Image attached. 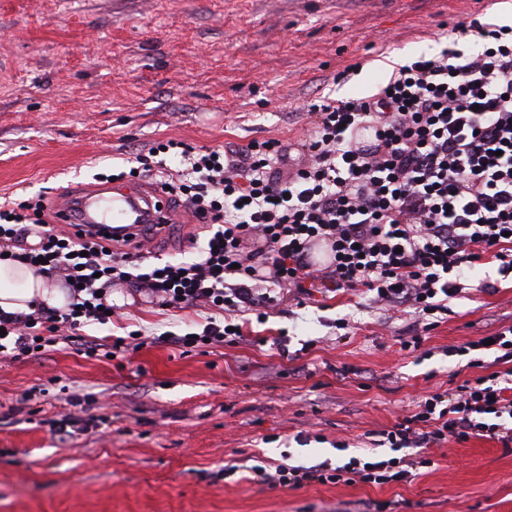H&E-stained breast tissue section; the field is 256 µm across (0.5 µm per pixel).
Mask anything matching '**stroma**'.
<instances>
[{
    "label": "stroma",
    "mask_w": 512,
    "mask_h": 512,
    "mask_svg": "<svg viewBox=\"0 0 512 512\" xmlns=\"http://www.w3.org/2000/svg\"><path fill=\"white\" fill-rule=\"evenodd\" d=\"M474 18L512 25V0H0V203L84 192L162 140L302 142L303 103L374 95ZM168 208L146 262L193 259L206 239ZM472 279L496 288L449 301L423 357L400 350L409 313L330 293L284 301L245 325L243 343L206 353L148 344L108 360L66 347L0 361V512H512V450L481 438L431 449L409 483L250 480L256 460L368 453L423 396L479 376L444 350L512 325V281L492 264ZM111 292L117 315L89 338L194 330L211 315L128 284ZM75 394L95 397L92 424L62 438Z\"/></svg>",
    "instance_id": "1"
}]
</instances>
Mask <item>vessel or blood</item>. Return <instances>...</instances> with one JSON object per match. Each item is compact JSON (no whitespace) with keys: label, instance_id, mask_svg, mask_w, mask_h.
<instances>
[{"label":"vessel or blood","instance_id":"vessel-or-blood-1","mask_svg":"<svg viewBox=\"0 0 512 512\" xmlns=\"http://www.w3.org/2000/svg\"><path fill=\"white\" fill-rule=\"evenodd\" d=\"M166 213L158 206L156 191L137 187L99 186L73 198L59 211L57 223L71 232L100 231L109 235L135 232L140 225L163 224Z\"/></svg>","mask_w":512,"mask_h":512}]
</instances>
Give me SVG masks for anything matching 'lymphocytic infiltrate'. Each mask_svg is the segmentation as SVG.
Masks as SVG:
<instances>
[{
  "label": "lymphocytic infiltrate",
  "instance_id": "obj_1",
  "mask_svg": "<svg viewBox=\"0 0 512 512\" xmlns=\"http://www.w3.org/2000/svg\"><path fill=\"white\" fill-rule=\"evenodd\" d=\"M451 48L401 66L369 97L308 103L313 132L303 158L283 176L287 148L275 139L198 152L170 139L137 153L139 175L165 157L179 169L164 181L170 200L208 225L198 257L142 266L131 237L75 239L50 224L45 196L0 206V261L40 264L66 282L67 307L0 311V359L19 361L80 343L86 356L121 357L128 337L84 342L82 330L111 322L105 293L119 282L173 309L222 312L201 331L164 332L156 345L233 346L244 339L236 316L265 323L282 291L313 286L365 289L376 307L414 320L398 340L422 350L449 300L468 293L469 274L495 262L512 278V25L459 22ZM499 369L465 380L455 394L431 393L382 432L386 454L331 464L253 467L264 488L310 484L407 483L430 467L427 450L485 437L512 448V326L450 346L449 355Z\"/></svg>",
  "mask_w": 512,
  "mask_h": 512
}]
</instances>
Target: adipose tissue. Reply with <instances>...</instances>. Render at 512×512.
<instances>
[{
  "mask_svg": "<svg viewBox=\"0 0 512 512\" xmlns=\"http://www.w3.org/2000/svg\"><path fill=\"white\" fill-rule=\"evenodd\" d=\"M47 307L66 304L67 295L35 268L16 262H0V310L25 312L31 301Z\"/></svg>",
  "mask_w": 512,
  "mask_h": 512,
  "instance_id": "ef3b65f1",
  "label": "adipose tissue"
}]
</instances>
